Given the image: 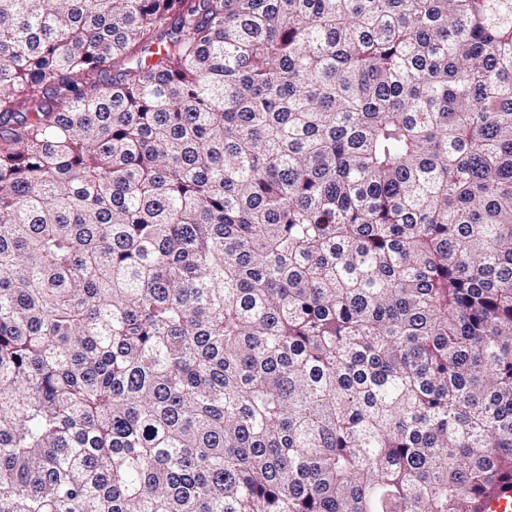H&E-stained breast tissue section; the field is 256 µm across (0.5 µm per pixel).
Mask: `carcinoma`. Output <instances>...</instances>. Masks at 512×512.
I'll list each match as a JSON object with an SVG mask.
<instances>
[{"label": "carcinoma", "instance_id": "1", "mask_svg": "<svg viewBox=\"0 0 512 512\" xmlns=\"http://www.w3.org/2000/svg\"><path fill=\"white\" fill-rule=\"evenodd\" d=\"M507 490L512 0H0V512Z\"/></svg>", "mask_w": 512, "mask_h": 512}]
</instances>
